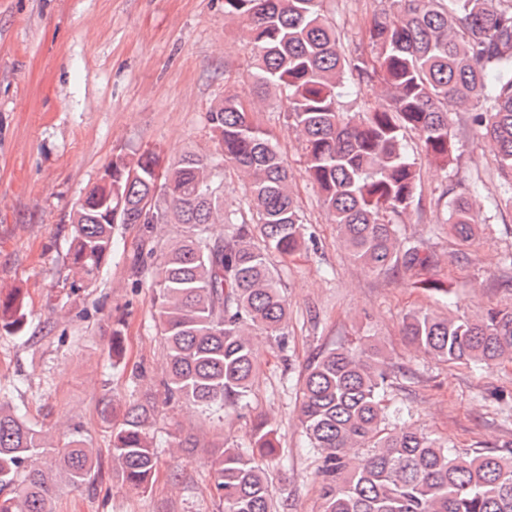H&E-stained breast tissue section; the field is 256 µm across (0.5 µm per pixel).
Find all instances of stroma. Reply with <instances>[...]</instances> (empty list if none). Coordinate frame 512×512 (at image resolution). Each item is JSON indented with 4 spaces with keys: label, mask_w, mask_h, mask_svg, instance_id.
Listing matches in <instances>:
<instances>
[{
    "label": "stroma",
    "mask_w": 512,
    "mask_h": 512,
    "mask_svg": "<svg viewBox=\"0 0 512 512\" xmlns=\"http://www.w3.org/2000/svg\"><path fill=\"white\" fill-rule=\"evenodd\" d=\"M381 0H324L345 54L365 50L364 31ZM252 58L239 19L224 0H0V285L24 294V333L0 329V393L50 444L71 437L93 448L90 484L58 486L50 512H222L211 473L215 446H247L253 426L275 419L286 461L271 474L288 512H321V456L299 425V382L317 357L367 336L395 365L386 403L413 428L462 452L512 441V362L450 366L416 351L402 331L413 309L478 316L512 304V208L490 149L453 123L456 159L440 168L415 133L404 140L419 170V211L398 224L422 242L432 263L420 273L377 274L337 242L315 185L304 176L301 144L285 100L266 91L258 123L277 140L294 173L305 219L301 250L271 255L288 301L283 335L261 337L260 370L245 404L200 413L165 389L168 348L157 329L151 284L156 254L185 225L119 229L96 282L73 284L70 214L117 154L156 150L168 161L187 150L216 155L206 114L224 94L253 97ZM477 195L488 228L472 246L448 232L441 194ZM145 253L144 266L132 258ZM123 319L113 340L115 319ZM150 396L157 471L145 492L112 473L103 405L123 411ZM193 452L173 454L176 436Z\"/></svg>",
    "instance_id": "35a3bbf8"
}]
</instances>
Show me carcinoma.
<instances>
[{
  "instance_id": "cac0c4a2",
  "label": "carcinoma",
  "mask_w": 512,
  "mask_h": 512,
  "mask_svg": "<svg viewBox=\"0 0 512 512\" xmlns=\"http://www.w3.org/2000/svg\"><path fill=\"white\" fill-rule=\"evenodd\" d=\"M402 11L373 14L370 53L346 55L323 0H224V14L244 22L255 89L284 93L289 126L302 143L304 174L317 185L340 243L380 274L418 271L431 262L421 246L400 238L393 218L415 208L418 171L405 155L415 132L429 161L448 166L455 141L448 105L494 154L512 184V0H404ZM382 85L387 106L362 115L342 112L338 88ZM255 107L226 95L208 112L220 160L247 180L256 230L239 209L224 206L215 159L187 150L164 167L153 208L140 200L154 185L160 155L145 150L112 158V204L98 187L76 206L69 259L77 280L91 285L114 245L119 225L184 224L187 233L157 261L159 332L170 357L167 395L196 409L237 406L258 371L256 336H280L288 303L269 254L300 250L304 223L291 188L293 173ZM449 208L448 229L463 246L487 224L467 196ZM121 207L108 221V207ZM226 224L213 239L208 225ZM259 237L262 246L254 243ZM25 327L19 289L0 288V328ZM410 344L435 360L491 368L512 361V306L477 317L406 314ZM394 364L375 342L330 349L299 384L300 426L322 458V512H512V446L461 454L428 433L392 421L384 397ZM148 399L100 415L112 431L114 473L136 491L148 488L157 456ZM48 447L41 432L0 399V512H47L58 485L89 483L92 450L73 439L56 468L38 464ZM283 456L276 428L258 423L247 447L217 448L214 488L224 512H277L269 465Z\"/></svg>"
}]
</instances>
